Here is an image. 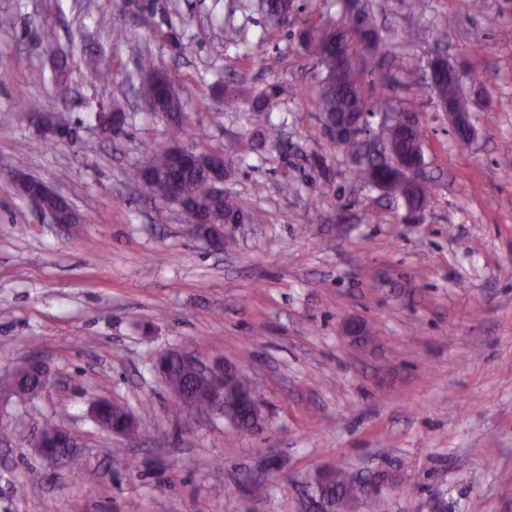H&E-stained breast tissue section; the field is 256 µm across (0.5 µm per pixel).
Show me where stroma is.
I'll use <instances>...</instances> for the list:
<instances>
[{
    "label": "stroma",
    "mask_w": 512,
    "mask_h": 512,
    "mask_svg": "<svg viewBox=\"0 0 512 512\" xmlns=\"http://www.w3.org/2000/svg\"><path fill=\"white\" fill-rule=\"evenodd\" d=\"M300 2L263 41L241 0H0V375L33 355L49 373L37 396H0V512H307L313 477L336 466L396 474L360 512H512V0H376L393 42L388 95L419 113L436 187L421 213L353 185L312 106L320 71L299 38L341 7ZM227 22L238 42L225 41ZM44 23L54 44L37 34ZM117 27L129 31L118 46ZM179 41L194 54L179 56ZM87 44L109 81L82 60ZM147 53L186 103L185 136L137 96ZM438 53L472 95L464 148L414 85ZM60 54L75 133L53 140L22 107L55 95L33 74ZM221 82L244 97L288 92L257 116L225 110ZM100 103L124 109L125 136L102 134ZM269 123L281 148H251ZM175 141L237 160L226 188L255 220L228 227L223 251L133 191L131 168ZM18 156L81 223L39 221L15 186ZM350 317L371 341L344 336ZM189 346L245 369L260 433L179 415L156 363ZM100 400L131 412L137 434L97 425ZM55 424L78 434L82 469L36 447Z\"/></svg>",
    "instance_id": "35a3bbf8"
}]
</instances>
